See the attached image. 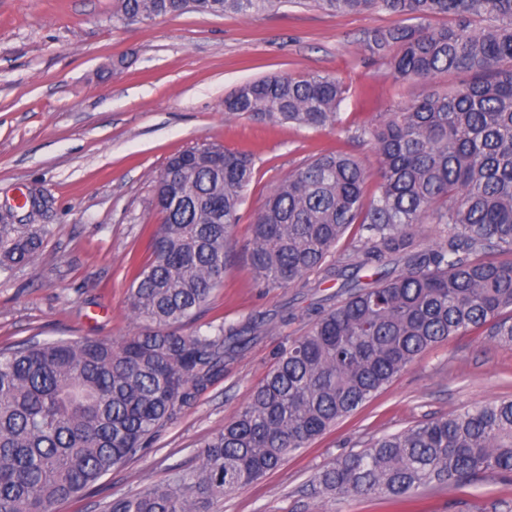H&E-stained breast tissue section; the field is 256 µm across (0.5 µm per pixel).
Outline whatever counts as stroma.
<instances>
[{
	"instance_id": "obj_1",
	"label": "stroma",
	"mask_w": 512,
	"mask_h": 512,
	"mask_svg": "<svg viewBox=\"0 0 512 512\" xmlns=\"http://www.w3.org/2000/svg\"><path fill=\"white\" fill-rule=\"evenodd\" d=\"M384 12L330 15L291 4L244 18L186 12L128 22L115 0H0V203L26 188L53 200L52 232L35 262L0 275V348L26 340L119 342L144 325L126 307L134 265L150 254L144 225L159 221L154 178L167 159L218 144L255 152L228 246L224 283L198 321L237 323L272 315L267 331L166 424L149 448L55 512H104L111 500L197 462L202 440L223 428L271 371L288 339L308 328L277 313L329 295V286L268 290L247 263L250 226L271 190L308 158L354 155L377 191L378 156L352 139L356 126L394 105L447 92L459 74L399 81L371 59L364 41L394 25ZM272 74L332 75L348 89L333 128L271 127L226 117L224 99L241 83ZM512 397V346L477 331L437 344L355 413L290 455L261 483L219 501L215 512H390L370 497L314 494L311 479L337 456L464 407ZM416 512H498L512 483L420 489Z\"/></svg>"
}]
</instances>
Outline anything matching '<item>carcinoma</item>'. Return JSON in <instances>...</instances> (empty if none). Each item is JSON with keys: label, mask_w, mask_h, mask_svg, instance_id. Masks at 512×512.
<instances>
[{"label": "carcinoma", "mask_w": 512, "mask_h": 512, "mask_svg": "<svg viewBox=\"0 0 512 512\" xmlns=\"http://www.w3.org/2000/svg\"><path fill=\"white\" fill-rule=\"evenodd\" d=\"M285 0H118L128 20L194 11L251 16ZM331 14L384 11L365 50L400 80L465 73L444 94L380 113L352 139L373 145L378 192L348 153L303 163L251 224L248 262L264 288L331 282V302L305 308L308 331L195 465L109 502L106 512H211L350 416L433 345L481 329L512 343V0H313ZM438 17L448 24L431 25ZM347 90L330 75H272L239 86L224 112L270 125L325 128ZM253 153L213 145L171 157L154 180L161 215L150 259L128 291L144 330L118 343L30 340L0 349V512H54L156 434L223 375L269 323L265 315L183 333L224 279ZM24 215L0 218V274L34 262L51 234ZM438 227L425 246L417 226ZM359 241L338 254L349 227ZM512 482V398L463 409L336 457L312 484L329 498L408 506L424 487Z\"/></svg>", "instance_id": "1"}]
</instances>
